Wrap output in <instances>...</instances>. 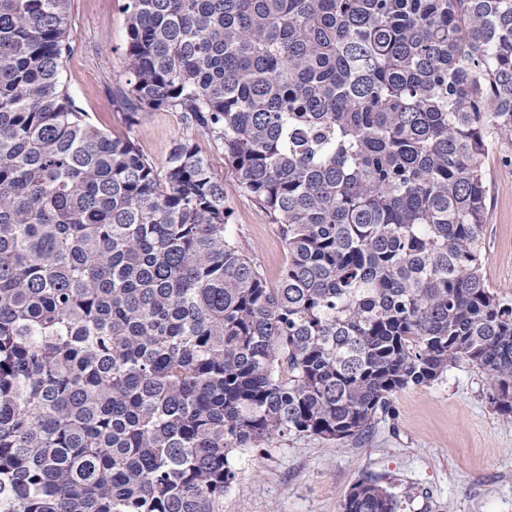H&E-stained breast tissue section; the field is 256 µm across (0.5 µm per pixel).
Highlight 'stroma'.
Instances as JSON below:
<instances>
[{
	"label": "stroma",
	"mask_w": 512,
	"mask_h": 512,
	"mask_svg": "<svg viewBox=\"0 0 512 512\" xmlns=\"http://www.w3.org/2000/svg\"><path fill=\"white\" fill-rule=\"evenodd\" d=\"M125 2L70 0L73 51L63 76L76 106L107 134L130 137L160 172L172 147L190 140L224 181L231 233L276 283L287 262L281 229L236 190L223 147L171 111L145 112L129 123L117 101L128 78ZM509 152L512 146L502 143L485 159L483 273L512 300V165L502 161ZM487 393L484 374L462 362L431 385L395 393L392 414L377 415L366 437L291 436L238 453L230 460L236 478L224 491L223 512H340L367 475L396 495L400 512H512V417L497 413Z\"/></svg>",
	"instance_id": "obj_1"
}]
</instances>
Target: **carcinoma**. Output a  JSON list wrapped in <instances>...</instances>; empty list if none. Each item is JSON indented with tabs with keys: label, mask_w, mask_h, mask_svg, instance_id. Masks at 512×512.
I'll use <instances>...</instances> for the list:
<instances>
[{
	"label": "carcinoma",
	"mask_w": 512,
	"mask_h": 512,
	"mask_svg": "<svg viewBox=\"0 0 512 512\" xmlns=\"http://www.w3.org/2000/svg\"><path fill=\"white\" fill-rule=\"evenodd\" d=\"M69 4L0 0V512H223L232 454L360 438L461 362L512 417L483 275L512 0H127L129 123L224 148L274 287L190 140L161 178L77 109ZM398 508L366 476L341 512Z\"/></svg>",
	"instance_id": "carcinoma-1"
}]
</instances>
